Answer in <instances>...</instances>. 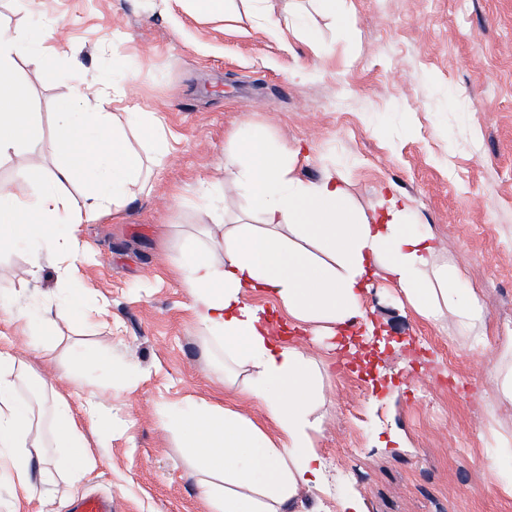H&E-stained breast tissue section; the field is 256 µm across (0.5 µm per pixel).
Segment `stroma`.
<instances>
[{"label": "stroma", "instance_id": "obj_1", "mask_svg": "<svg viewBox=\"0 0 512 512\" xmlns=\"http://www.w3.org/2000/svg\"><path fill=\"white\" fill-rule=\"evenodd\" d=\"M267 8L229 0L222 19L192 0H0V24L31 44L46 20L58 22L54 63L26 58L15 74L38 131L59 99L98 83L113 111L134 101L166 136L161 144L128 130L145 163L139 183L121 208L76 225L38 278L26 274L37 242L0 245V301L28 315L22 326L0 319V349L72 411L92 391L103 402L98 430L85 434L86 477L70 481L62 449H32L33 492L16 497L0 481V512H70L87 493L111 496L113 512H211L191 451L159 406L207 402L264 416L220 381L224 352L199 335L189 290L169 267L181 234L207 221L202 193L227 220L246 212L224 159L255 126L274 145L300 147L297 177L334 172L366 214L387 187L407 195L440 244L437 263L476 288L487 313L489 344L471 348L452 320L418 316L381 271L363 307L385 348L352 355L298 326L281 332L324 367L325 481L299 492L296 512H338L346 497L361 512H512L485 427L491 417L512 435V402L489 375L499 341L512 336V0H345L343 23L315 0ZM299 14L312 37L282 40L267 26ZM57 159L47 143L0 158V185L26 193L17 167ZM68 293L91 317L44 329L43 309Z\"/></svg>", "mask_w": 512, "mask_h": 512}]
</instances>
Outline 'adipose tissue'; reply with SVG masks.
<instances>
[{"label": "adipose tissue", "instance_id": "obj_1", "mask_svg": "<svg viewBox=\"0 0 512 512\" xmlns=\"http://www.w3.org/2000/svg\"><path fill=\"white\" fill-rule=\"evenodd\" d=\"M28 54L17 33L0 28V156L41 144L28 102L14 88L17 62ZM111 108V99L76 89L59 104L52 128L62 162L51 172L20 166L28 194L0 187V242L38 240L32 272L54 256L57 225L84 224L118 206L142 168ZM295 154L290 147L273 150L266 131L254 127L224 171L259 224L216 217L202 236L182 239L173 264L190 292L196 326L243 369L240 394L259 403L273 426L265 431L229 407H160V416L194 448L199 485L216 512H283L299 490L320 488L325 480L315 444L320 370L296 345L276 338V322L255 296L277 299L296 325L320 323L335 334L366 323L362 300L370 278L382 270L423 319L435 323L450 315L458 335L474 347L488 343L476 333L487 317L479 295L453 268L436 264L439 243L415 223L407 196L384 193L378 212L366 215L335 175L298 179ZM74 182L88 189L80 209L57 190ZM27 378L16 356L0 350V477L30 490L27 451L47 436L64 448L70 479L80 480L88 465L82 430L97 427V403L77 415L56 393L48 412L35 413L16 398Z\"/></svg>", "mask_w": 512, "mask_h": 512}]
</instances>
